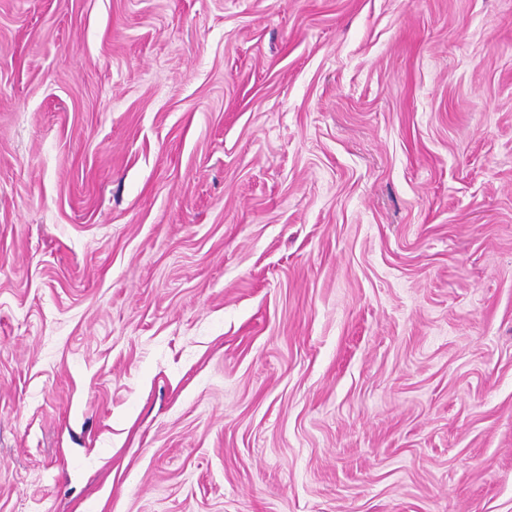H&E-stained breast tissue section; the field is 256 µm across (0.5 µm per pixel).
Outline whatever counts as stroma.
Returning a JSON list of instances; mask_svg holds the SVG:
<instances>
[{
    "label": "stroma",
    "instance_id": "stroma-1",
    "mask_svg": "<svg viewBox=\"0 0 512 512\" xmlns=\"http://www.w3.org/2000/svg\"><path fill=\"white\" fill-rule=\"evenodd\" d=\"M0 512H512V0H0Z\"/></svg>",
    "mask_w": 512,
    "mask_h": 512
}]
</instances>
